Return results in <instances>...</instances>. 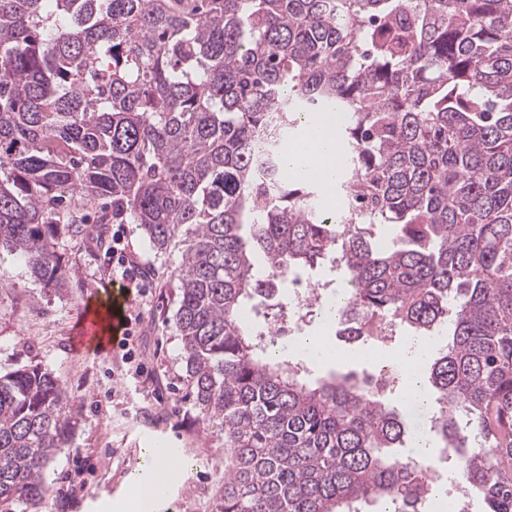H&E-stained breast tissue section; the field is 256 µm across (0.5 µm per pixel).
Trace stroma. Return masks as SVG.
<instances>
[{
    "label": "stroma",
    "instance_id": "35a3bbf8",
    "mask_svg": "<svg viewBox=\"0 0 512 512\" xmlns=\"http://www.w3.org/2000/svg\"><path fill=\"white\" fill-rule=\"evenodd\" d=\"M131 264L111 282V252L82 237L63 236L71 270L65 287L47 288L15 255L0 260V373L27 365L51 372L65 388L77 424L72 439L43 471L49 492L32 512H130L128 478L146 448H169L193 465L153 512H211L224 476V441L208 429L186 396L185 351L174 324L179 288L171 275L180 250L157 253L135 224H106ZM130 300L128 350L142 365L140 383L125 386L124 349L77 351L83 309Z\"/></svg>",
    "mask_w": 512,
    "mask_h": 512
}]
</instances>
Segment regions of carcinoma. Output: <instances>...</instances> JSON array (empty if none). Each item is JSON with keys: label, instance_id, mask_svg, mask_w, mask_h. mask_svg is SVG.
I'll use <instances>...</instances> for the list:
<instances>
[{"label": "carcinoma", "instance_id": "cac0c4a2", "mask_svg": "<svg viewBox=\"0 0 512 512\" xmlns=\"http://www.w3.org/2000/svg\"><path fill=\"white\" fill-rule=\"evenodd\" d=\"M343 112V210L279 142ZM66 200L182 246L187 396L224 436L215 512H418L399 413L311 383L241 313L339 262L355 338L447 330L433 431L485 512H512V0H0V248L66 284ZM392 224L388 244L371 227ZM75 428L38 365L0 374V512H29Z\"/></svg>", "mask_w": 512, "mask_h": 512}]
</instances>
